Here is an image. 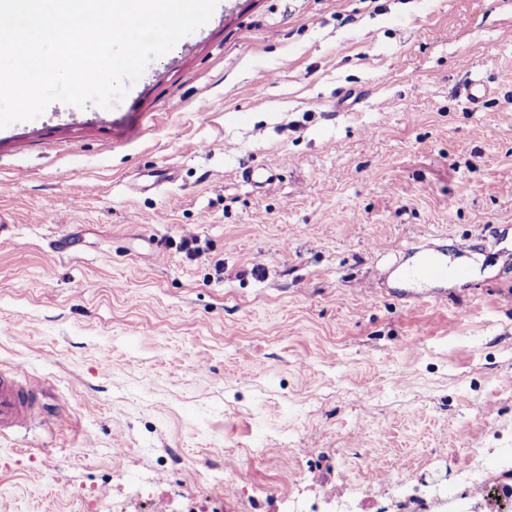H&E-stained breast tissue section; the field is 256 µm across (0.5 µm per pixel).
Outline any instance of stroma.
<instances>
[{
  "label": "stroma",
  "instance_id": "obj_1",
  "mask_svg": "<svg viewBox=\"0 0 512 512\" xmlns=\"http://www.w3.org/2000/svg\"><path fill=\"white\" fill-rule=\"evenodd\" d=\"M495 224L512 0H220L113 108L0 129V369L50 405L0 512H512ZM414 243L469 277L416 302ZM464 466L487 495L439 492Z\"/></svg>",
  "mask_w": 512,
  "mask_h": 512
}]
</instances>
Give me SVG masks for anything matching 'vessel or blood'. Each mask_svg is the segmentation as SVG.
<instances>
[{
    "label": "vessel or blood",
    "instance_id": "b4317fda",
    "mask_svg": "<svg viewBox=\"0 0 512 512\" xmlns=\"http://www.w3.org/2000/svg\"><path fill=\"white\" fill-rule=\"evenodd\" d=\"M405 256L399 275L408 282L444 284L469 274L465 264L449 260L444 248L415 245L406 249ZM49 411L40 384L27 379L17 368L0 371V434L27 428Z\"/></svg>",
    "mask_w": 512,
    "mask_h": 512
}]
</instances>
